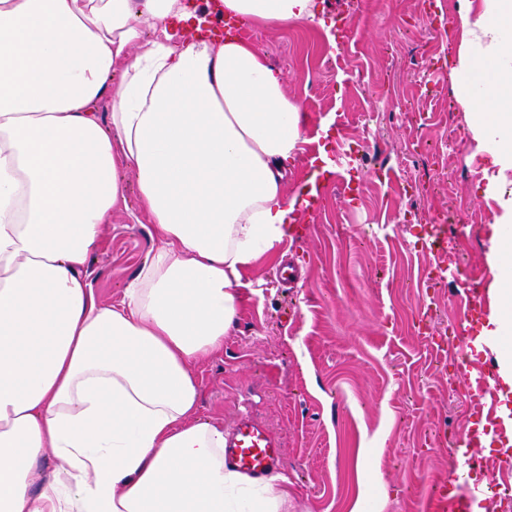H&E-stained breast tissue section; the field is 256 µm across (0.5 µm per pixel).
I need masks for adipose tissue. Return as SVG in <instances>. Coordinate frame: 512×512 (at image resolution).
Masks as SVG:
<instances>
[{"label": "adipose tissue", "mask_w": 512, "mask_h": 512, "mask_svg": "<svg viewBox=\"0 0 512 512\" xmlns=\"http://www.w3.org/2000/svg\"><path fill=\"white\" fill-rule=\"evenodd\" d=\"M458 0L452 79L475 149L512 335V0ZM323 0H0V512H288L224 462L195 365L236 326L243 271L290 237L317 172L286 189L304 130L284 73L202 15L321 23ZM120 86H113V76ZM111 110L98 112L102 101ZM158 246L103 303L88 277L126 208Z\"/></svg>", "instance_id": "obj_1"}]
</instances>
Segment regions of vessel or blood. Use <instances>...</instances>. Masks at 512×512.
<instances>
[{"label":"vessel or blood","mask_w":512,"mask_h":512,"mask_svg":"<svg viewBox=\"0 0 512 512\" xmlns=\"http://www.w3.org/2000/svg\"><path fill=\"white\" fill-rule=\"evenodd\" d=\"M456 281L463 304L462 316L449 323L447 336H431L426 319L417 322L418 332L431 336L436 347H444L448 340H463L467 327L487 312L480 301L481 283L472 278H461L458 271L449 268L444 261H436L430 282L444 285ZM448 366L461 384L484 388L494 380L496 373L491 368L472 367L463 355L449 359ZM484 433L471 429L461 436L452 450V464L448 482L438 487L430 498L429 512H472L475 500L485 497L492 490L504 495L512 494V485L504 482L488 483L471 474L470 458L474 448L483 443ZM224 460L240 473L257 482H265L277 472L282 462V450L276 436L251 416L240 415L224 443Z\"/></svg>","instance_id":"b4317fda"}]
</instances>
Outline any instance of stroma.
<instances>
[{"instance_id": "35a3bbf8", "label": "stroma", "mask_w": 512, "mask_h": 512, "mask_svg": "<svg viewBox=\"0 0 512 512\" xmlns=\"http://www.w3.org/2000/svg\"><path fill=\"white\" fill-rule=\"evenodd\" d=\"M355 31L333 40L318 26L265 30L242 26L241 38L286 76L285 90L308 117L307 141L289 183L310 172L313 158L334 161L319 180L315 210L302 211L300 235L277 248L303 277L292 288L273 280L277 260L260 259L243 274L237 324L224 347L196 366L198 417L232 426L249 413L278 438L288 512H424L433 484L447 481L442 432L485 422L490 442L475 460L512 456V388L457 396L448 368L413 331L423 309L436 329L458 318L461 303L431 288L435 257L423 245L433 216L466 238L447 264L492 285L488 259L493 199L480 195L485 157L477 153L456 86L441 57L460 39L440 31L421 0H331ZM454 141L445 157L438 149ZM420 143L432 179L417 199L402 188L410 167L400 154ZM128 208L114 214L92 263L99 298L116 305L124 287L157 246L137 210L136 179L122 173Z\"/></svg>"}]
</instances>
